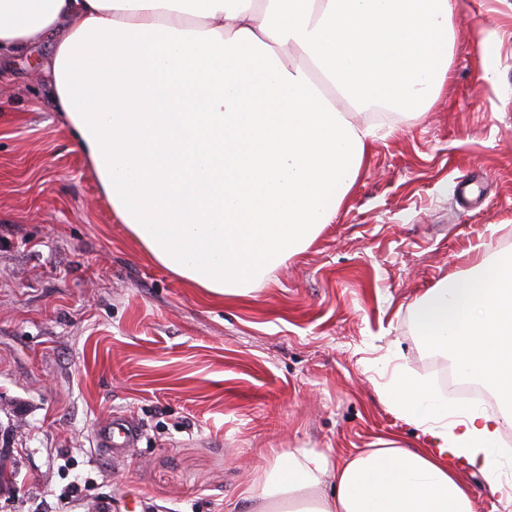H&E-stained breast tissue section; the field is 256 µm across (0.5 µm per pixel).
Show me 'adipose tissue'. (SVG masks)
Returning <instances> with one entry per match:
<instances>
[{"label": "adipose tissue", "mask_w": 512, "mask_h": 512, "mask_svg": "<svg viewBox=\"0 0 512 512\" xmlns=\"http://www.w3.org/2000/svg\"><path fill=\"white\" fill-rule=\"evenodd\" d=\"M456 0H0V60L41 63L117 219L163 267L216 297L252 286L331 223L362 169L382 98L419 112L448 80ZM425 347L500 399L449 404L394 367L388 407L435 451L394 440L342 458L276 454L257 512H475L462 461L504 492L512 425V257L481 259L413 306Z\"/></svg>", "instance_id": "1"}]
</instances>
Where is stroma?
Wrapping results in <instances>:
<instances>
[{"instance_id":"35a3bbf8","label":"stroma","mask_w":512,"mask_h":512,"mask_svg":"<svg viewBox=\"0 0 512 512\" xmlns=\"http://www.w3.org/2000/svg\"><path fill=\"white\" fill-rule=\"evenodd\" d=\"M446 85L378 122L331 224L248 297L218 299L161 267L114 216L39 62L0 81V512H224L272 455L339 456L380 438L428 448L381 386L436 381L418 297L512 243V0H459ZM467 178L479 193L455 196ZM141 429L120 460L92 442ZM81 494L65 501L74 480ZM140 437L138 425L125 416L115 415L96 429L94 442L97 448L108 452L112 458H120L136 447Z\"/></svg>"}]
</instances>
